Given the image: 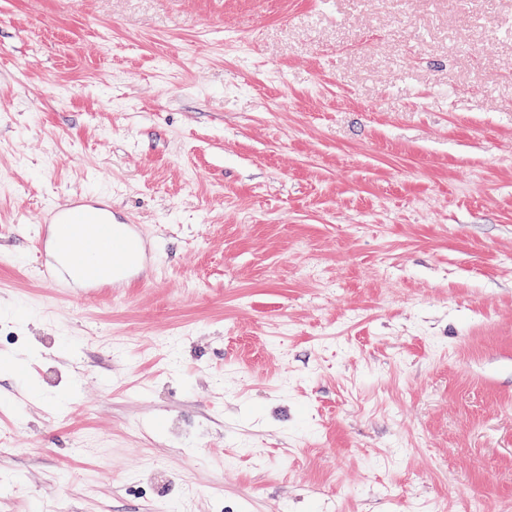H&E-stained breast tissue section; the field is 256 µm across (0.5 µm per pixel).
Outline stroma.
Listing matches in <instances>:
<instances>
[{
	"label": "stroma",
	"mask_w": 512,
	"mask_h": 512,
	"mask_svg": "<svg viewBox=\"0 0 512 512\" xmlns=\"http://www.w3.org/2000/svg\"><path fill=\"white\" fill-rule=\"evenodd\" d=\"M112 201L131 286L46 287ZM512 512V0H0V512ZM110 213L107 202L85 195L46 208L44 222L55 229V259L41 263V280L55 285L65 276L78 275L95 288L106 283L110 273L112 282L129 279L141 261L142 243L135 226L111 224ZM86 251L97 252L100 264L88 265Z\"/></svg>",
	"instance_id": "obj_1"
}]
</instances>
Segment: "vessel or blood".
Returning a JSON list of instances; mask_svg holds the SVG:
<instances>
[{"mask_svg": "<svg viewBox=\"0 0 512 512\" xmlns=\"http://www.w3.org/2000/svg\"><path fill=\"white\" fill-rule=\"evenodd\" d=\"M107 202L75 195L67 203L44 211L55 229V258L41 264L40 278L56 284L76 275L97 287L106 279H129L142 258V243L134 226L113 224Z\"/></svg>", "mask_w": 512, "mask_h": 512, "instance_id": "obj_1", "label": "vessel or blood"}]
</instances>
